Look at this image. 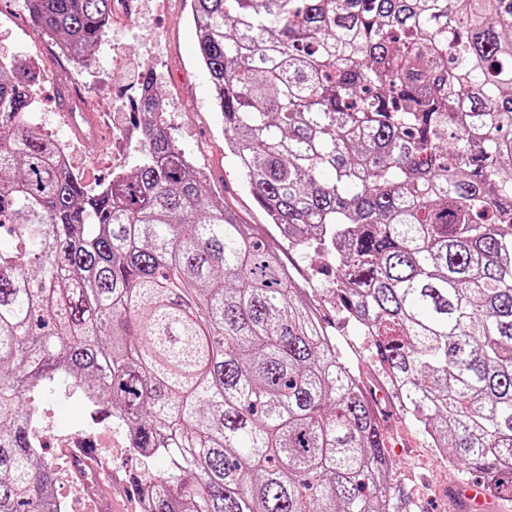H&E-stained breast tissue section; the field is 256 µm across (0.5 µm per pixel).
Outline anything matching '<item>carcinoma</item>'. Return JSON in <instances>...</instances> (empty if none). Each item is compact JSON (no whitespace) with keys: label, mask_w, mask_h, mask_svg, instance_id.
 I'll list each match as a JSON object with an SVG mask.
<instances>
[{"label":"carcinoma","mask_w":512,"mask_h":512,"mask_svg":"<svg viewBox=\"0 0 512 512\" xmlns=\"http://www.w3.org/2000/svg\"><path fill=\"white\" fill-rule=\"evenodd\" d=\"M84 65L112 0H24ZM224 146L377 337L406 412L512 499V0H191ZM0 57V512H52L31 396L67 384L143 463L146 512H394L327 319L158 120L90 189Z\"/></svg>","instance_id":"obj_1"}]
</instances>
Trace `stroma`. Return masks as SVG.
<instances>
[{
  "label": "stroma",
  "instance_id": "35a3bbf8",
  "mask_svg": "<svg viewBox=\"0 0 512 512\" xmlns=\"http://www.w3.org/2000/svg\"><path fill=\"white\" fill-rule=\"evenodd\" d=\"M34 66L38 73L41 131L65 146L74 173L88 186L108 182L136 165L143 150L135 110L142 71L152 68L167 108L166 118L179 147L208 177L214 202L232 210L246 224L265 223L224 148V124L215 111L210 82L199 60L190 0H113L112 18L87 66L72 65L56 41L43 36L22 0H0V56ZM77 93L105 121L110 139L82 142L60 122V101ZM294 265L312 274V294L325 304L336 337L355 333L332 297L330 278L312 273L310 260ZM34 405L46 426L58 435L81 431L86 409L68 390L36 395ZM381 430L393 465L392 487L397 512H464L455 493L474 481L473 473L456 465L442 467L411 419L390 399L378 400Z\"/></svg>",
  "mask_w": 512,
  "mask_h": 512
}]
</instances>
